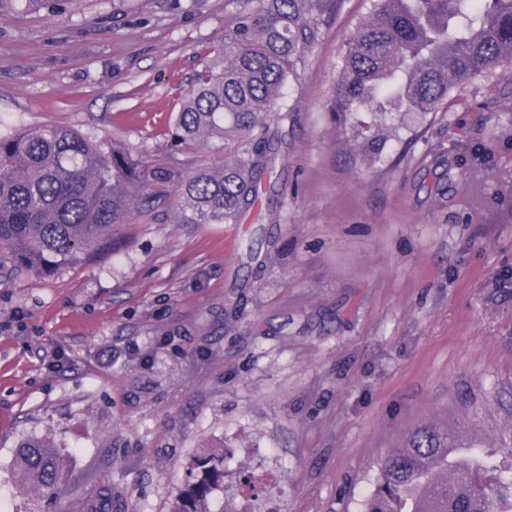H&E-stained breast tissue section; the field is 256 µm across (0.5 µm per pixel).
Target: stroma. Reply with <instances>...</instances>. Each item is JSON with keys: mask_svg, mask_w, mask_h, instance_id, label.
I'll use <instances>...</instances> for the list:
<instances>
[{"mask_svg": "<svg viewBox=\"0 0 512 512\" xmlns=\"http://www.w3.org/2000/svg\"><path fill=\"white\" fill-rule=\"evenodd\" d=\"M341 0L281 99L279 222L185 224L176 188L223 153L174 116L232 0H67L0 12V131L60 125L125 144L164 195L112 243L35 280L0 273V502L7 512H170L224 448L211 512H364L380 461L423 426L512 467V69L405 115L377 168L328 112L365 12ZM65 452L59 495L16 449ZM264 479L258 497L245 476Z\"/></svg>", "mask_w": 512, "mask_h": 512, "instance_id": "stroma-1", "label": "stroma"}]
</instances>
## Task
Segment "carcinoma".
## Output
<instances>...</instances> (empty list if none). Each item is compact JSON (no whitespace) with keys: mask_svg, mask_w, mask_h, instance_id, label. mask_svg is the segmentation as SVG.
Returning a JSON list of instances; mask_svg holds the SVG:
<instances>
[{"mask_svg":"<svg viewBox=\"0 0 512 512\" xmlns=\"http://www.w3.org/2000/svg\"><path fill=\"white\" fill-rule=\"evenodd\" d=\"M66 0H0L59 13ZM340 56L329 112L347 131L361 163L383 161L401 126L392 111L422 117L454 92L512 69V0H370ZM236 12L175 115L177 138L222 148L238 143L224 168L200 170L177 186L184 224H236L253 211L276 222L283 206L277 161L281 124L273 112L289 79L318 40L339 0H234ZM371 112V121L358 119ZM145 162L119 142L107 146L61 126L0 132V264L43 279L98 251L126 222L133 204L157 192L145 187ZM473 444L433 427L414 431L385 457L366 512H512V479ZM16 466L23 485L57 495L65 482L63 455L44 441L22 444ZM194 478L171 512H210L224 484V454L196 458Z\"/></svg>","mask_w":512,"mask_h":512,"instance_id":"obj_1","label":"carcinoma"}]
</instances>
